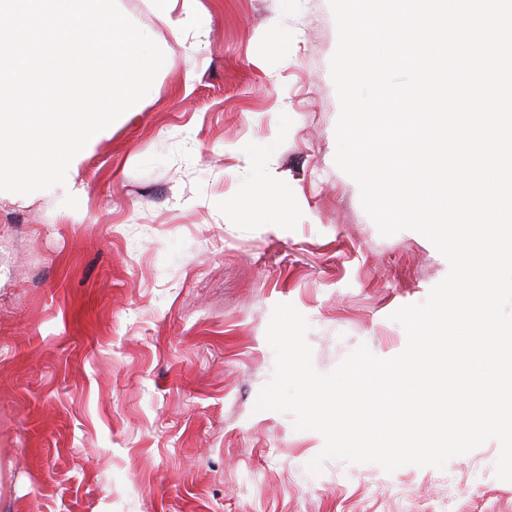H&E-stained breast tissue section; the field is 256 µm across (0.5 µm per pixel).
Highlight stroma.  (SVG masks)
I'll return each mask as SVG.
<instances>
[{
    "label": "stroma",
    "mask_w": 512,
    "mask_h": 512,
    "mask_svg": "<svg viewBox=\"0 0 512 512\" xmlns=\"http://www.w3.org/2000/svg\"><path fill=\"white\" fill-rule=\"evenodd\" d=\"M171 65L64 192L0 191V512H512L490 440L445 469L310 462L321 434L257 408L276 304L331 372L359 344L406 346L398 308L449 263L382 236L335 164L328 0H117ZM286 37L265 39L271 22ZM286 224L243 216L261 175Z\"/></svg>",
    "instance_id": "1"
}]
</instances>
